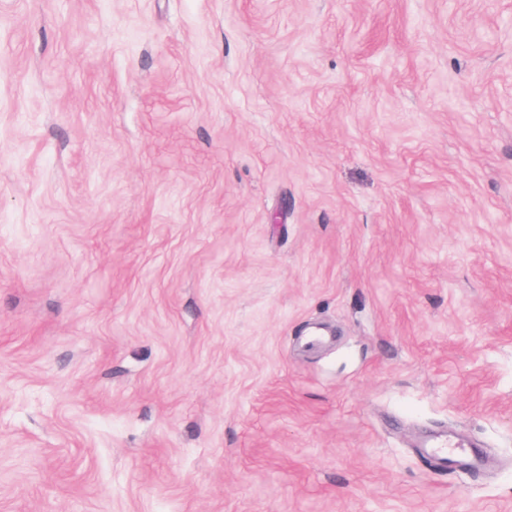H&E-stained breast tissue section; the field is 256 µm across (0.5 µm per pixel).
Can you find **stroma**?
<instances>
[{
    "label": "stroma",
    "mask_w": 512,
    "mask_h": 512,
    "mask_svg": "<svg viewBox=\"0 0 512 512\" xmlns=\"http://www.w3.org/2000/svg\"><path fill=\"white\" fill-rule=\"evenodd\" d=\"M0 512H512V0H0ZM422 455L444 467L448 461L460 469L475 467L480 458L479 448L468 445L464 441L455 439L451 435L440 434L429 440L422 451Z\"/></svg>",
    "instance_id": "35a3bbf8"
}]
</instances>
